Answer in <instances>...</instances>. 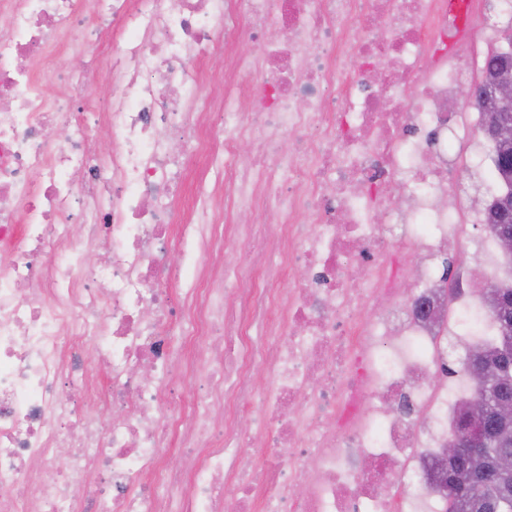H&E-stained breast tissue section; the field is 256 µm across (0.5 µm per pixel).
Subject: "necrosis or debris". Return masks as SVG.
<instances>
[{
    "label": "necrosis or debris",
    "instance_id": "1",
    "mask_svg": "<svg viewBox=\"0 0 512 512\" xmlns=\"http://www.w3.org/2000/svg\"><path fill=\"white\" fill-rule=\"evenodd\" d=\"M102 2L119 34L111 71L64 72L57 52L102 37L84 0H0V512H445L431 462L473 393L448 373L446 342L473 314L490 337L494 318L432 261L481 215L458 178L487 149L468 92L496 26L459 44L460 66L448 0ZM244 38L262 52L226 56L209 76L217 97H193L216 40ZM107 82L103 160L73 101ZM219 151L223 192L204 189L193 217L167 207L187 159ZM393 182L405 208L385 201ZM236 214L268 217L269 245L228 263L225 240L254 242ZM192 247L194 275L166 265ZM409 275L415 288H400ZM177 288L192 304L176 348ZM88 342L107 389L86 373ZM177 373L223 400L222 419L174 402ZM244 416L267 436L258 464Z\"/></svg>",
    "mask_w": 512,
    "mask_h": 512
}]
</instances>
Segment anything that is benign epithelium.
I'll list each match as a JSON object with an SVG mask.
<instances>
[{"instance_id": "7a95c632", "label": "benign epithelium", "mask_w": 512, "mask_h": 512, "mask_svg": "<svg viewBox=\"0 0 512 512\" xmlns=\"http://www.w3.org/2000/svg\"><path fill=\"white\" fill-rule=\"evenodd\" d=\"M492 76L497 78L506 92L496 103H486V93L481 87H473L471 101L485 112L482 127L483 138L491 144H499L512 138V49L504 51L489 63ZM486 223L498 225L500 248L505 257H512V178L504 176L495 194L493 206L487 212ZM471 377L476 381L474 409L448 440L442 457L469 469L481 465L489 455L488 430L495 420H512V356H506L497 364H487L479 345L465 347L461 357ZM493 402L492 412L480 411L486 399ZM512 476V451L501 449L495 456L492 475L487 477L489 492L495 493L501 479Z\"/></svg>"}]
</instances>
